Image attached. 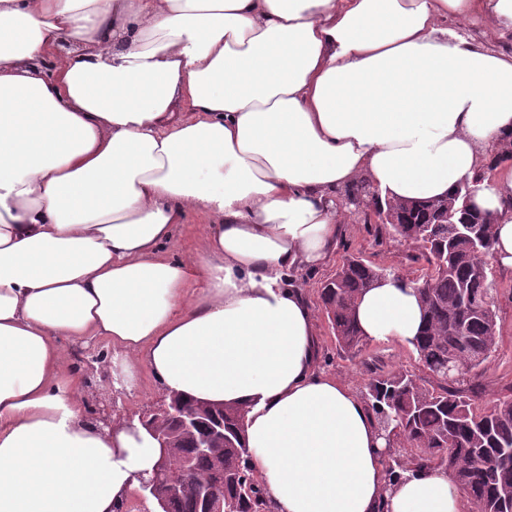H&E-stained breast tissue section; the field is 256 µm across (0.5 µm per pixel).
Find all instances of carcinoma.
<instances>
[{"instance_id":"obj_1","label":"carcinoma","mask_w":512,"mask_h":512,"mask_svg":"<svg viewBox=\"0 0 512 512\" xmlns=\"http://www.w3.org/2000/svg\"><path fill=\"white\" fill-rule=\"evenodd\" d=\"M470 183L458 185L434 201L381 204L379 195L360 182L343 190L349 199L370 196L368 206L386 214L381 234L416 246L413 262L421 274L413 279L426 324L415 339L413 352L433 382L404 370L370 367L361 391L383 431L393 429L402 450L387 461L390 480L412 470L444 466L477 512H502L512 506V396L490 408H479L473 396L459 387L466 377L478 376L495 351L499 336L497 313L487 306L493 292L480 252L493 253L494 224L490 212L463 207ZM392 271L356 257L345 259L334 277L321 288L322 307L330 320L339 349L359 351L366 339L354 316L358 296ZM458 376H448V363ZM186 410L213 412L191 431L180 430L163 418L157 425L175 436V468L185 457L195 473L186 477L160 512H202L204 492L224 496V512H270L269 495L256 474L246 444L247 408L207 405L177 399ZM224 423V441L207 454L197 443L210 437V426Z\"/></svg>"}]
</instances>
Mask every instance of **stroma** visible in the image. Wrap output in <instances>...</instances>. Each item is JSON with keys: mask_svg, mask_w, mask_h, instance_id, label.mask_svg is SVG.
Instances as JSON below:
<instances>
[{"mask_svg": "<svg viewBox=\"0 0 512 512\" xmlns=\"http://www.w3.org/2000/svg\"><path fill=\"white\" fill-rule=\"evenodd\" d=\"M204 217L191 214L185 223L177 225L167 253L171 258L185 260L201 254ZM342 231L330 258L319 268L293 272L291 284L303 289L316 313L319 341L318 366L336 378L363 388L369 377L368 369L379 364L389 370L403 369L423 375L413 350L397 341L369 342L362 351L352 354L337 349L327 316L322 309L320 291L323 283L334 276L345 256L354 254L365 261L391 269L393 272L415 276L416 266L409 260L414 248L407 243L380 241L374 225L364 223L357 211L345 213ZM488 276L495 288L494 304L499 330L495 352L480 375L468 383L477 396V404L488 407L496 398L512 394V274L488 262ZM69 365L83 384L84 412L98 420L102 410H111L113 417L139 418L163 404L164 395L156 390L149 375L140 378L128 389L112 385L113 352L94 342L81 346L71 342L64 345Z\"/></svg>", "mask_w": 512, "mask_h": 512, "instance_id": "1", "label": "stroma"}]
</instances>
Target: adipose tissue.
<instances>
[{"label": "adipose tissue", "mask_w": 512, "mask_h": 512, "mask_svg": "<svg viewBox=\"0 0 512 512\" xmlns=\"http://www.w3.org/2000/svg\"><path fill=\"white\" fill-rule=\"evenodd\" d=\"M512 0H0V512H117L159 457L139 420L83 412L61 340L120 351L113 381L244 405L272 512H472L446 468L389 483L388 440L316 367L289 271L332 254L333 193L434 200L474 179L512 272ZM202 254L164 253L188 213ZM412 345L404 276L358 299ZM442 27L459 28L471 37L482 41L488 48L501 51H512V30H497L487 25L481 20L473 22L460 23L455 20H445L440 22Z\"/></svg>", "instance_id": "adipose-tissue-1"}]
</instances>
